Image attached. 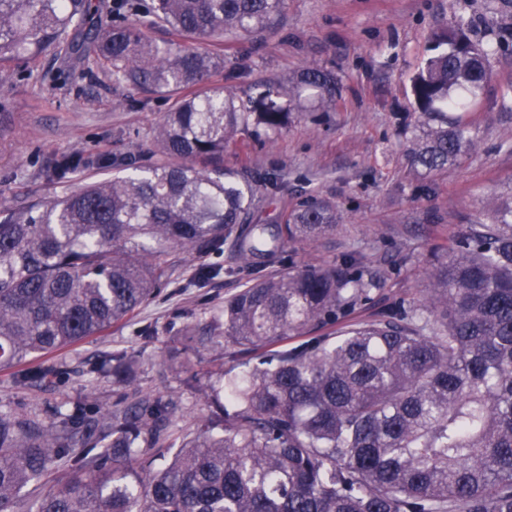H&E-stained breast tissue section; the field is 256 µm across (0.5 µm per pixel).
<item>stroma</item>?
Here are the masks:
<instances>
[{"label": "stroma", "mask_w": 512, "mask_h": 512, "mask_svg": "<svg viewBox=\"0 0 512 512\" xmlns=\"http://www.w3.org/2000/svg\"><path fill=\"white\" fill-rule=\"evenodd\" d=\"M459 17L473 20L474 38L491 29L512 47V0H286L272 28L225 41L224 66L211 77L238 97L257 82L284 83L306 67L335 73L341 104L303 112L277 133L259 130L248 150L230 146L224 164L250 177L280 172V190L258 194L255 217L262 222L312 195L335 203L336 235L289 255L300 266L337 259L348 246L357 250L365 271L385 279L373 304L359 311L363 320L379 307L421 299L435 249L512 199V97L503 95L512 85V50L489 58L491 81L471 116L474 148L427 178L409 159L416 111L410 79L430 57L434 34ZM174 103L172 95L115 81L93 66L64 71L55 50L46 49L33 66L16 67L0 83V207L21 209L84 179L109 176L97 163L103 154L156 161L155 131ZM71 152L89 157L90 165L69 183L52 180L48 167ZM194 268L191 259L178 260L167 285L132 318L44 357L56 371L52 383L21 388L0 373V411L46 414L86 398L111 408L121 389L102 375L88 380L83 371L124 350L136 356L145 392L175 400L174 430L209 416L213 406L198 375L213 355H197L191 339L207 335L242 282L221 275L193 287ZM174 348L177 368L162 362Z\"/></svg>", "instance_id": "obj_1"}]
</instances>
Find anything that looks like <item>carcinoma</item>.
Listing matches in <instances>:
<instances>
[{"instance_id": "1", "label": "carcinoma", "mask_w": 512, "mask_h": 512, "mask_svg": "<svg viewBox=\"0 0 512 512\" xmlns=\"http://www.w3.org/2000/svg\"><path fill=\"white\" fill-rule=\"evenodd\" d=\"M124 0H0V80L20 59L57 49L70 69L95 63L156 92L191 89L158 126L163 159L135 177L95 179L53 201L0 209V370L73 346L157 294L172 259L231 248L191 279H245L199 348L244 346L255 364L222 371L219 413L185 435L171 398L139 393L137 360L116 351L88 373L138 394L130 406L0 413V512H512V201L466 224L427 269L429 295L371 320L381 278L344 253L323 265L280 255L336 233V205L309 197L276 224H248L259 184L224 167V149L259 126H288L296 103L335 105L336 76L307 67L243 98L209 85L224 55L201 50L266 28L285 0H152L138 26H106ZM161 24L160 45L142 28ZM462 19L434 35L412 80V163L429 177L472 149L470 114L506 43ZM60 156L51 177L87 166ZM54 375L21 371L25 386ZM70 464L75 477L57 476ZM41 484L32 498L23 488Z\"/></svg>"}]
</instances>
